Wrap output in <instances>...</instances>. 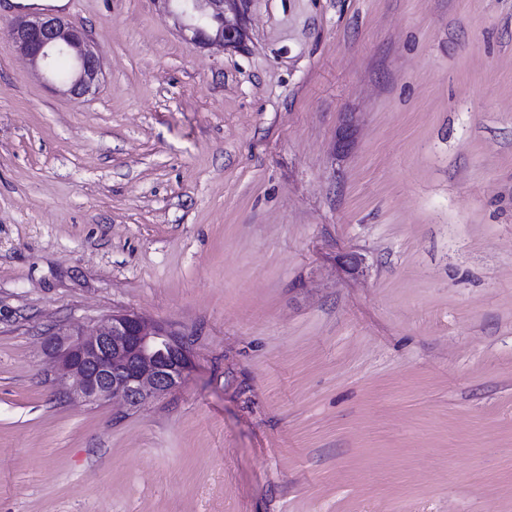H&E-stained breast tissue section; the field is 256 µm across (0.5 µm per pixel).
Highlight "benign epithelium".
Returning a JSON list of instances; mask_svg holds the SVG:
<instances>
[{
    "label": "benign epithelium",
    "mask_w": 512,
    "mask_h": 512,
    "mask_svg": "<svg viewBox=\"0 0 512 512\" xmlns=\"http://www.w3.org/2000/svg\"><path fill=\"white\" fill-rule=\"evenodd\" d=\"M155 2L175 16L189 46L235 48L243 40L248 0ZM12 31L15 50L62 95L80 100L98 88L102 62L83 27L41 12L16 17ZM43 351L59 365L63 393L84 403L140 407L180 386L190 368L176 334L129 313L108 315L92 330L59 328L48 333Z\"/></svg>",
    "instance_id": "benign-epithelium-1"
}]
</instances>
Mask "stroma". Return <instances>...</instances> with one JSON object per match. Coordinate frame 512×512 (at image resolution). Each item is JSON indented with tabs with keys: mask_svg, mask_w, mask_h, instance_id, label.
Returning a JSON list of instances; mask_svg holds the SVG:
<instances>
[{
	"mask_svg": "<svg viewBox=\"0 0 512 512\" xmlns=\"http://www.w3.org/2000/svg\"><path fill=\"white\" fill-rule=\"evenodd\" d=\"M0 12V512H512V0H250L195 49L67 0L74 102ZM137 313L180 387L66 398ZM15 50L25 57L49 83H57L66 97L80 100L92 94L103 77L99 54L92 46L86 30L53 13H26L13 22ZM66 55L72 61L67 77L57 80L53 59ZM46 336L43 351L75 401L140 407L180 386L190 368L178 335L135 314L112 313L92 330L68 326Z\"/></svg>",
	"mask_w": 512,
	"mask_h": 512,
	"instance_id": "obj_1",
	"label": "stroma"
}]
</instances>
